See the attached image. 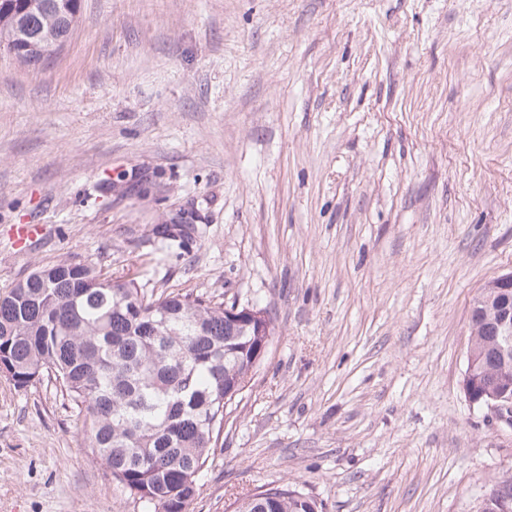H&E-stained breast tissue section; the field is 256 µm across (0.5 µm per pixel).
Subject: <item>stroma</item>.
Returning a JSON list of instances; mask_svg holds the SVG:
<instances>
[{
	"label": "stroma",
	"mask_w": 512,
	"mask_h": 512,
	"mask_svg": "<svg viewBox=\"0 0 512 512\" xmlns=\"http://www.w3.org/2000/svg\"><path fill=\"white\" fill-rule=\"evenodd\" d=\"M60 260L272 319L189 512L282 483L481 512L512 472L463 390L472 300L512 271V0H80L44 64L0 52V293ZM80 426L0 374V512H142Z\"/></svg>",
	"instance_id": "1"
}]
</instances>
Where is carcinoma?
<instances>
[{
	"label": "carcinoma",
	"mask_w": 512,
	"mask_h": 512,
	"mask_svg": "<svg viewBox=\"0 0 512 512\" xmlns=\"http://www.w3.org/2000/svg\"><path fill=\"white\" fill-rule=\"evenodd\" d=\"M79 0H0V50L32 65L78 23ZM162 247L188 229L158 224ZM236 324L224 304L191 294L154 296L134 278L91 264L37 267L0 297V371L26 387L45 372L84 416L85 447L148 512H188L197 475L259 365L254 346L272 337ZM236 512H321L288 484L267 487Z\"/></svg>",
	"instance_id": "1"
}]
</instances>
